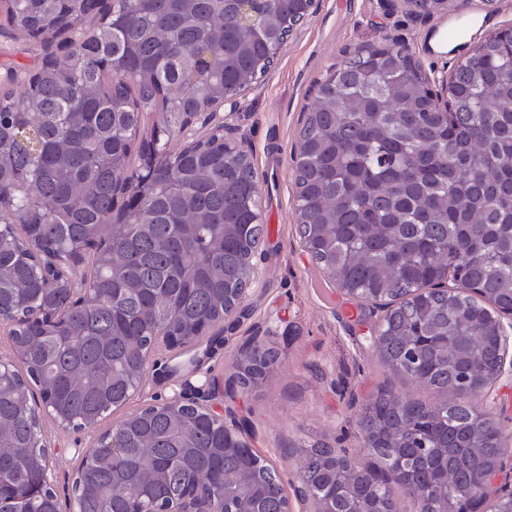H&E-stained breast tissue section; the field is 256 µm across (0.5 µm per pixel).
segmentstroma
Returning a JSON list of instances; mask_svg holds the SVG:
<instances>
[{
    "label": "stroma",
    "instance_id": "35a3bbf8",
    "mask_svg": "<svg viewBox=\"0 0 512 512\" xmlns=\"http://www.w3.org/2000/svg\"><path fill=\"white\" fill-rule=\"evenodd\" d=\"M447 20L438 14L424 22L408 6L392 7L387 0H320L317 11L288 38L275 66L239 95L237 107L222 109L225 125L252 154L258 177L266 181L262 213L275 215L276 221L267 224L253 258L258 274L251 283L250 315L233 328L214 327L225 343L202 358L200 369L222 384L233 355L250 337H262L280 349L281 367L249 390L225 394L223 408L245 423L248 444L277 470L292 512L308 508L293 478L306 449L325 445L352 457L361 455L355 405L380 388L404 392L412 385L387 371L371 344L381 311L324 280L305 251L298 232L291 150L318 84L358 46L403 42L428 77L449 74L462 53L435 41L436 28ZM44 56L41 44L0 34V76L10 67H36ZM180 360L173 352L156 354L130 409L179 390L191 375ZM487 403L507 438L504 460L512 463V377L503 376L495 384ZM41 429L50 450L54 490L65 508L83 454L100 429L64 431L47 417Z\"/></svg>",
    "mask_w": 512,
    "mask_h": 512
}]
</instances>
